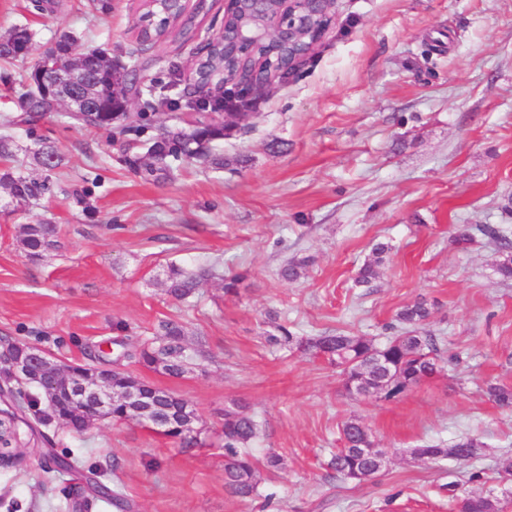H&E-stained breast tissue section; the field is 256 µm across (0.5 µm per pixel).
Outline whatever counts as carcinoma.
I'll list each match as a JSON object with an SVG mask.
<instances>
[{"label":"carcinoma","mask_w":512,"mask_h":512,"mask_svg":"<svg viewBox=\"0 0 512 512\" xmlns=\"http://www.w3.org/2000/svg\"><path fill=\"white\" fill-rule=\"evenodd\" d=\"M186 6L175 5L162 23L152 31H170L182 20ZM32 40V33L26 27L13 28L8 36L0 39V60L14 61L25 55ZM234 62L232 51L215 54L209 64L215 84H220V71L231 67ZM45 60H39L27 73L26 91L21 94L20 107L26 114L25 122L33 125L44 113L51 112L59 99L54 94H37L31 91L32 83L49 76ZM78 85L95 88L97 112L93 126H109L122 122L131 128L145 120L146 113L130 114L121 111L122 103L134 92L140 93L136 85L134 71L112 61L101 50L94 49L83 59L82 72ZM233 125L217 120L208 112H197L186 122V126L170 127L144 144L145 155L149 159L146 172H169L174 161L197 160L215 168L224 167V156L213 152V144L232 136ZM0 184L9 189V195L19 204L27 205L50 192L49 182L30 178L22 170L0 174ZM482 236L493 247L496 255L493 263L494 274L503 282L512 281V228L507 224H461L454 240L467 244L476 236ZM19 243L23 251L33 259L43 256L58 247L57 226L49 222L25 224L20 232ZM389 247L377 244L372 257L360 267L355 285L368 287L377 277V267L384 263ZM216 276L212 267L184 269L171 266L167 272L166 294L177 301H186L195 296L203 282ZM431 308L424 300H416L403 306L396 315L400 330L385 342L378 343L368 336L345 332H325L319 336L298 337L288 326L275 325L276 333L266 336L270 345L283 348L296 347L314 356L326 359L343 376L347 395L375 396L384 400H398L427 378L437 374L444 358L441 354L438 337L423 328L430 317ZM124 358L163 374L180 378L200 366L204 355L200 350H190L186 344L185 327L178 320L168 319L159 322L156 336L140 343L134 350L122 351ZM139 390L145 401L152 404L155 414L166 418L172 414L180 418L169 424L164 436L174 440L182 449L202 445L205 439L201 433L189 436L184 426L199 423V417L190 402L173 392L160 389L151 383L119 367L114 370L112 379V421L131 422L134 413L127 407L124 395L128 390ZM486 393L501 407H512V388L490 384ZM12 418L26 419L33 416L40 425L59 424L57 413L46 405L41 391L30 388L17 392L13 397ZM343 447L336 451L330 468L336 476L345 481L362 483L377 476L375 460L368 451L369 429L359 420H347L341 429ZM258 434L253 417L246 411L224 414V487L238 499L252 498L258 488L260 467L280 469L284 465L282 456L270 453L264 462H259L251 453L250 445ZM481 444L474 438H462L451 447L438 444L420 449L426 460L452 458L462 464H471L479 456ZM79 462L71 449L48 455L50 470L62 473L64 469H74ZM94 500L103 503L115 512H129L133 508L122 488L100 479L91 470L87 477ZM448 498L454 512H501L498 497L487 495H460L456 486L448 485Z\"/></svg>","instance_id":"1"}]
</instances>
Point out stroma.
<instances>
[{"label": "stroma", "instance_id": "stroma-1", "mask_svg": "<svg viewBox=\"0 0 512 512\" xmlns=\"http://www.w3.org/2000/svg\"><path fill=\"white\" fill-rule=\"evenodd\" d=\"M0 0V35L27 27L24 63L0 62V139L11 166L49 181L39 204L11 207L0 186V338L45 349L66 362L95 363L113 337L141 342L164 319L186 327L201 369L180 378L135 365L134 375L188 399L205 446L175 443L134 422L109 421L75 436L20 426L22 464L0 471V512H55L80 474L48 471L46 446L80 449L83 466L120 484L136 512H451L459 494L504 493L512 465V409L485 394L512 387V281L502 282L484 240L458 245L459 224L512 225V0H337L330 31L296 73L245 93L247 115L217 145L224 166L183 163L147 175L143 141L183 124L188 108L145 110L140 127L90 128L65 108L28 127L13 101L23 67L62 35L138 66L155 96L181 98L198 53L224 24V0H188L187 32L143 48L140 0ZM57 168L30 166L38 142ZM59 224L60 245L38 259L19 244L22 225ZM390 248L375 281L357 288L376 244ZM304 262L295 282L278 271ZM245 273L237 295L205 282L188 303L165 292L170 265ZM426 328L455 363L397 401L352 399L324 359L269 345L273 322L298 336L336 330L385 341L397 311L417 299ZM245 406L258 424L256 456H283L261 470L253 499L224 489L225 412ZM358 418L387 453L388 466L361 484L328 462L341 427ZM482 444L468 468L428 462L413 448Z\"/></svg>", "mask_w": 512, "mask_h": 512}]
</instances>
